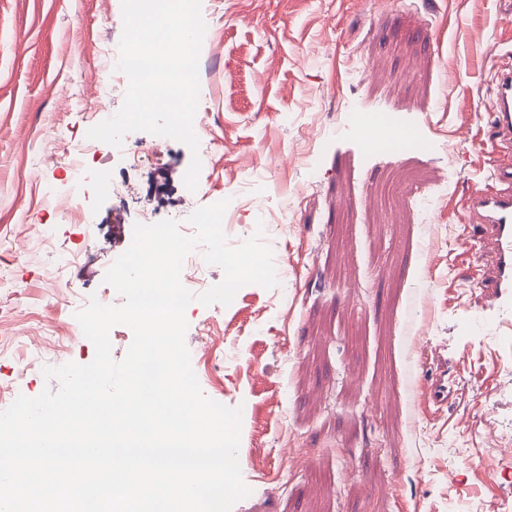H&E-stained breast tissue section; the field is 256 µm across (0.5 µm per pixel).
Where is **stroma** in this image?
I'll use <instances>...</instances> for the list:
<instances>
[{
    "label": "stroma",
    "mask_w": 512,
    "mask_h": 512,
    "mask_svg": "<svg viewBox=\"0 0 512 512\" xmlns=\"http://www.w3.org/2000/svg\"><path fill=\"white\" fill-rule=\"evenodd\" d=\"M199 140L224 150L183 177L164 139L135 191L91 194L93 228L67 221L71 148L94 122L103 45L122 0H0V411L44 370L90 363L69 341L77 305L105 290L141 207L188 221L227 200V241L273 252L278 283L229 305L192 302L185 343L202 391L241 408L251 493L232 512H448L512 505V338L462 293L460 200L487 168L496 70L512 64L506 0H202ZM371 65L361 79L357 69ZM391 113L418 145L374 152L353 112ZM57 200L44 209L45 197ZM51 224L50 244L39 225ZM82 247L58 289L50 271ZM448 372V402L420 404Z\"/></svg>",
    "instance_id": "1"
}]
</instances>
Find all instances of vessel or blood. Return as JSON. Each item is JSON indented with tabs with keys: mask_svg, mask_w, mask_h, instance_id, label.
<instances>
[{
	"mask_svg": "<svg viewBox=\"0 0 512 512\" xmlns=\"http://www.w3.org/2000/svg\"><path fill=\"white\" fill-rule=\"evenodd\" d=\"M490 168L482 185L461 201L466 223L476 225V269H460L459 282L477 289L489 309L512 307V64L493 84Z\"/></svg>",
	"mask_w": 512,
	"mask_h": 512,
	"instance_id": "vessel-or-blood-1",
	"label": "vessel or blood"
}]
</instances>
